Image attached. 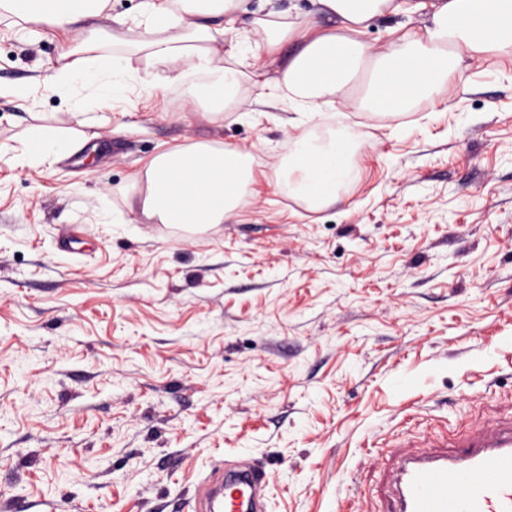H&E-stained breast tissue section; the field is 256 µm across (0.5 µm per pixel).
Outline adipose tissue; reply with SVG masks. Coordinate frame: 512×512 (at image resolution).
<instances>
[{
	"mask_svg": "<svg viewBox=\"0 0 512 512\" xmlns=\"http://www.w3.org/2000/svg\"><path fill=\"white\" fill-rule=\"evenodd\" d=\"M315 9L303 22L274 29L266 47L296 42L281 63L277 89L308 104L311 117L291 139L285 182L289 192L317 210L336 199L352 177L350 159L357 145L336 114L328 95L352 76L367 71L363 92L373 106L391 111L410 105L416 95L434 93L453 75L460 51L483 57L512 56V0H312ZM107 0L79 6L78 0H0V9L50 30L70 33V59L48 76L65 88L70 106L82 111L88 99L103 103L125 99L133 87L150 91L163 85L185 108L219 117L236 99L244 77L242 60L214 47L221 24L234 23L244 0H145L147 27L142 47L157 70L141 73L130 64L132 48L102 60L83 58V48L100 36L95 23ZM428 12L424 33H406L373 52L359 34L384 13L411 16ZM336 17L341 30L321 29L320 15ZM73 143L48 132L36 133L20 148L30 163L51 164ZM249 177L245 151L221 142L173 147L148 164L143 212L161 224H220L243 204Z\"/></svg>",
	"mask_w": 512,
	"mask_h": 512,
	"instance_id": "1",
	"label": "adipose tissue"
}]
</instances>
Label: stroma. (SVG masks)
I'll return each mask as SVG.
<instances>
[{"label": "stroma", "instance_id": "obj_1", "mask_svg": "<svg viewBox=\"0 0 512 512\" xmlns=\"http://www.w3.org/2000/svg\"><path fill=\"white\" fill-rule=\"evenodd\" d=\"M141 3L108 0L95 55L138 39ZM247 7L217 47L312 4ZM427 21L386 14L362 38L380 52ZM68 46L0 16V512H192L217 462L270 472L266 512H386L376 455L512 422V57L462 53L394 114L359 80L337 90L363 146L313 212L280 185L307 112L292 93L246 80L214 119L134 89L77 115L43 81ZM35 127L98 150L20 164ZM202 141L248 152L245 204L147 219L150 160Z\"/></svg>", "mask_w": 512, "mask_h": 512}]
</instances>
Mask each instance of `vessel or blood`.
I'll use <instances>...</instances> for the list:
<instances>
[{"mask_svg": "<svg viewBox=\"0 0 512 512\" xmlns=\"http://www.w3.org/2000/svg\"><path fill=\"white\" fill-rule=\"evenodd\" d=\"M271 480L252 467L213 487L198 484L194 512H261L258 494ZM388 512H512V426L473 434L453 451L433 448L405 458L393 477Z\"/></svg>", "mask_w": 512, "mask_h": 512, "instance_id": "b4317fda", "label": "vessel or blood"}]
</instances>
